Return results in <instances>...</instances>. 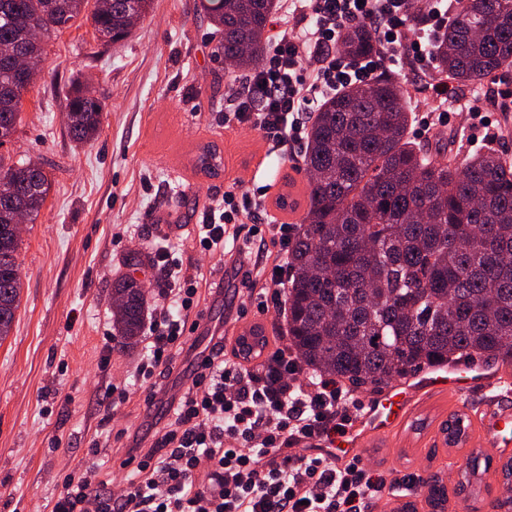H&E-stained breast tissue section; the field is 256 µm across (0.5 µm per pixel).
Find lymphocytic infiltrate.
Masks as SVG:
<instances>
[{"label":"lymphocytic infiltrate","instance_id":"1","mask_svg":"<svg viewBox=\"0 0 512 512\" xmlns=\"http://www.w3.org/2000/svg\"><path fill=\"white\" fill-rule=\"evenodd\" d=\"M405 2L304 0L298 11L306 25L277 32L259 66L237 78L225 127L247 124L279 146L298 144L306 115L326 94L372 79L404 51L433 59L448 15L431 7L427 30L413 32ZM361 22L374 28L379 51L352 67L335 50L343 28ZM258 209L251 191L225 192L196 227L201 251L223 250L228 234L263 242ZM155 257L166 286L157 292L149 346L138 365L146 382L171 365L186 316L198 305L197 283L184 275L179 254L161 246ZM303 373L287 348L248 368L226 358L223 337H212L185 391L169 399L173 419L156 432L150 450H126L134 467L121 493L113 494L102 466L90 463L67 478L50 512H363L369 500L409 485L410 477L388 480L356 462L338 464L333 452L304 448L307 439L332 442L351 419L337 412L346 395L335 381L304 385Z\"/></svg>","mask_w":512,"mask_h":512}]
</instances>
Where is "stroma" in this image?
I'll return each mask as SVG.
<instances>
[{
  "instance_id": "stroma-1",
  "label": "stroma",
  "mask_w": 512,
  "mask_h": 512,
  "mask_svg": "<svg viewBox=\"0 0 512 512\" xmlns=\"http://www.w3.org/2000/svg\"><path fill=\"white\" fill-rule=\"evenodd\" d=\"M209 15L201 0H154L148 17L117 45H102L91 21L46 37L44 76L23 97L22 120L12 141L0 147V161L29 159L42 165L51 188L35 222L22 227L20 274L23 288L10 336L0 342V512H43L47 499L98 460L115 464L134 437L152 435L167 396L179 391L195 366L193 357L209 344V331L230 334L241 321L262 326L269 349L284 344V309L274 301L257 308L229 257L193 247L201 214L225 191L255 188L272 177L264 206L277 223L298 222L280 210V195L299 194L308 174L301 146L273 149L262 132L224 126V107L236 67L217 59ZM398 75L416 116L410 136L439 159L486 147L512 159V67L481 84L448 82L412 56L389 65ZM80 80L104 101L98 136L75 143L66 126V94ZM461 105L448 125L421 131L420 116L438 113L435 86ZM482 107L484 118L469 116ZM216 145L217 175L195 166L200 149ZM172 237L183 270L199 283L205 333L189 337L170 369L140 383L136 368L147 343L119 348L112 338V283L130 273L150 284L157 272L151 249ZM221 286L214 294L213 286ZM125 397L112 396L113 387ZM409 410L393 432L375 435L356 415L352 458L386 477L414 474L407 498L383 497L366 512H394L402 501L431 512L426 480L449 488L445 512H465L454 488L472 449L493 459L482 477L489 485L479 512H511L512 491L500 466L512 457V433L496 440L483 417L489 408L512 407V369L492 366L480 388L466 396L452 390L420 389L417 377L391 382ZM466 413L472 428L466 444L446 446L439 431L452 413Z\"/></svg>"
}]
</instances>
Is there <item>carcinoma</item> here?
I'll return each mask as SVG.
<instances>
[{
  "instance_id": "cac0c4a2",
  "label": "carcinoma",
  "mask_w": 512,
  "mask_h": 512,
  "mask_svg": "<svg viewBox=\"0 0 512 512\" xmlns=\"http://www.w3.org/2000/svg\"><path fill=\"white\" fill-rule=\"evenodd\" d=\"M153 0H94L100 41L126 39ZM89 0H0V147L16 132L24 94L45 61L42 36L75 24ZM274 0H224L209 7L216 56L243 72L257 65ZM344 54L378 49L372 30L350 24ZM437 70L457 84L480 82L512 65V0H455L454 17L434 46ZM31 56L32 76L18 83L13 60ZM75 117L68 133L81 144L98 134L102 103L77 84L66 97ZM412 112L401 83L389 77L328 97L307 131L303 163L307 206L288 252L287 347L315 376L378 387L430 368L476 362L512 367V162L493 149L438 161L409 140ZM217 153L205 147L196 166L213 174ZM50 190L40 166L0 161V342L20 303L15 275L20 236L9 213L25 202L36 220ZM150 303L132 275L112 283V331L123 348L143 335ZM267 339L261 327L241 337L250 356ZM453 413L445 444L466 442L470 423ZM492 460L470 456L455 492L463 494ZM448 494L427 486L432 512Z\"/></svg>"
}]
</instances>
